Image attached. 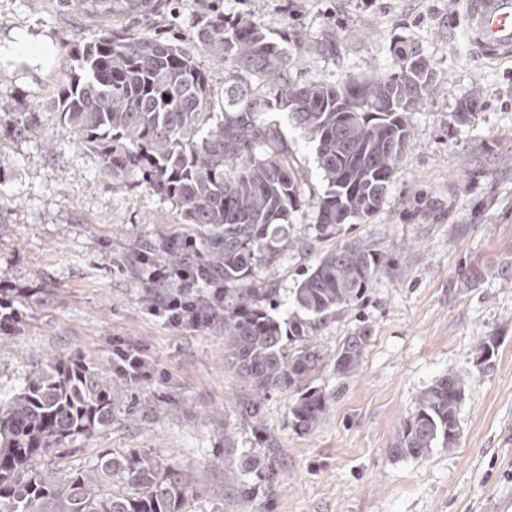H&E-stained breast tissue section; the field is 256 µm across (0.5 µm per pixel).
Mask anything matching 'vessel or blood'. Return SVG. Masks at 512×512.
I'll return each instance as SVG.
<instances>
[{
    "instance_id": "b4317fda",
    "label": "vessel or blood",
    "mask_w": 512,
    "mask_h": 512,
    "mask_svg": "<svg viewBox=\"0 0 512 512\" xmlns=\"http://www.w3.org/2000/svg\"><path fill=\"white\" fill-rule=\"evenodd\" d=\"M464 18L476 57H512V0H464Z\"/></svg>"
}]
</instances>
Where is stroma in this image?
Listing matches in <instances>:
<instances>
[{
  "label": "stroma",
  "instance_id": "35a3bbf8",
  "mask_svg": "<svg viewBox=\"0 0 512 512\" xmlns=\"http://www.w3.org/2000/svg\"><path fill=\"white\" fill-rule=\"evenodd\" d=\"M218 7L250 19L268 38L300 32L316 49L289 47L304 83L377 80L405 48L429 64L421 107L379 210L320 230L325 185L307 135L274 112L301 184L293 247L255 268L252 286L274 289L270 313L288 317L303 275L336 247L384 249L391 264L352 305L317 319L311 342L325 356L311 377L332 399L319 425L299 429L293 389L272 391L258 417L250 392L224 363V331L181 333L147 313L136 256L159 253L184 229L171 201L148 184L106 175L65 131L54 107L67 67L13 62L0 83V139L9 145L0 185V293L23 298L20 328L0 335V389L11 390L45 357L73 355L112 371V339L146 346L167 378L134 387L133 407L111 428L79 437L53 458L61 470L101 451L135 453L203 483L196 512H500L512 502V60L477 58L461 0H189L178 16L113 18L145 34L188 31L193 10ZM97 17L56 0H0V44L28 33L53 43L89 40ZM477 97L473 118L454 114ZM30 118L32 127L20 124ZM55 142L54 151L44 142ZM470 271L469 278L458 275ZM352 336L365 343L355 374L332 364ZM497 341L484 365L474 355ZM465 376L456 448L424 459L389 448L421 391L448 370ZM268 458L273 473L250 468Z\"/></svg>",
  "mask_w": 512,
  "mask_h": 512
}]
</instances>
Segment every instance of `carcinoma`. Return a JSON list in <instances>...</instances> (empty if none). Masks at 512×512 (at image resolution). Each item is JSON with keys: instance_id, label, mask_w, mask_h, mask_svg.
Returning a JSON list of instances; mask_svg holds the SVG:
<instances>
[{"instance_id": "obj_1", "label": "carcinoma", "mask_w": 512, "mask_h": 512, "mask_svg": "<svg viewBox=\"0 0 512 512\" xmlns=\"http://www.w3.org/2000/svg\"><path fill=\"white\" fill-rule=\"evenodd\" d=\"M90 2L105 16L159 6L58 0L70 10ZM193 28L183 41L105 26L83 44H61L70 72L55 108L104 171L139 174L175 203L192 245L188 252L165 248L163 261L224 285V360L249 387L246 413L257 414L272 391L288 386L298 391L292 421L309 431L330 400L310 386L323 355L308 344L305 322L285 333L267 312L274 289L250 286L255 267L293 245L290 219L301 195L288 140L267 114L285 112L310 134L326 184L318 224L327 230L365 219L381 206L410 141L408 115L422 104L429 66L401 51L400 70L383 79L301 83L290 75L288 46L270 40L261 25L207 8ZM201 52L224 63L222 87L198 65ZM388 265L380 248L339 246L307 273L294 304L320 318L359 300ZM365 340L352 336L343 345L333 362L339 373H354ZM293 344L300 349L290 350ZM126 392L81 359L55 355L0 391V512H189L199 473L110 450L66 473L41 464L74 438L112 426ZM463 394L464 376L451 369L423 390L391 454L418 460L434 448H455Z\"/></svg>"}]
</instances>
